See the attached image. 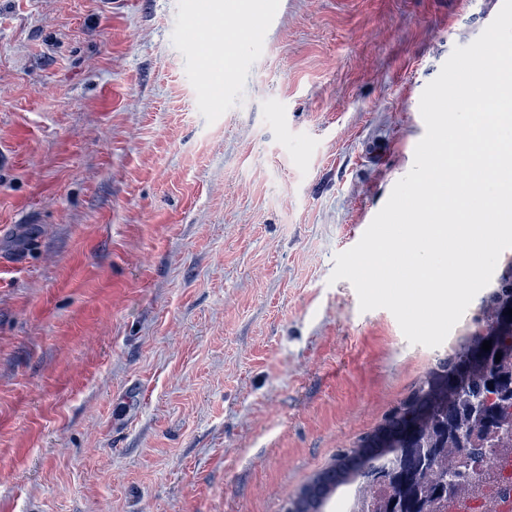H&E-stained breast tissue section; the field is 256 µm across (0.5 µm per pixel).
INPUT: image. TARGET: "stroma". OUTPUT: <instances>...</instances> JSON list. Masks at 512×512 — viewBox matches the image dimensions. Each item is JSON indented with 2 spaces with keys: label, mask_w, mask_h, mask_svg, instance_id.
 <instances>
[{
  "label": "stroma",
  "mask_w": 512,
  "mask_h": 512,
  "mask_svg": "<svg viewBox=\"0 0 512 512\" xmlns=\"http://www.w3.org/2000/svg\"><path fill=\"white\" fill-rule=\"evenodd\" d=\"M0 0V512H282L439 351L331 282L492 0ZM195 13L187 38L199 47L201 57L205 61L209 49L206 37L209 32H213V28L210 26L209 18L205 15V4L202 1L198 3ZM203 45H205L204 48H202Z\"/></svg>",
  "instance_id": "stroma-1"
}]
</instances>
